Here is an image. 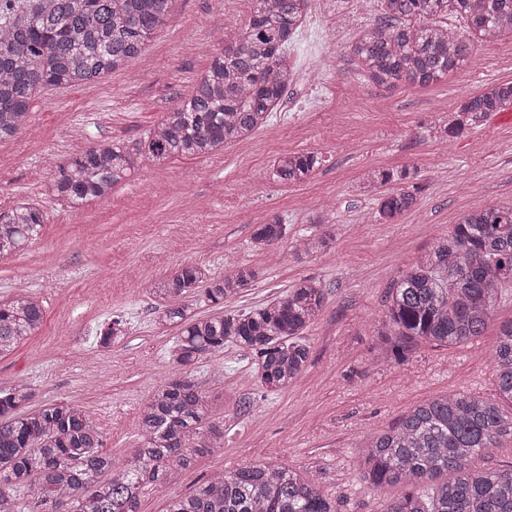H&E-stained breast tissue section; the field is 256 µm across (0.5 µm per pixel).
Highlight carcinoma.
<instances>
[{
  "label": "carcinoma",
  "mask_w": 512,
  "mask_h": 512,
  "mask_svg": "<svg viewBox=\"0 0 512 512\" xmlns=\"http://www.w3.org/2000/svg\"><path fill=\"white\" fill-rule=\"evenodd\" d=\"M174 0H0V141L30 128V105L45 90L95 82L128 66L169 16ZM238 38L212 59L187 96L158 124L133 140L96 139L60 162L43 181L45 192L79 206L106 198L128 171L169 158L204 157L262 128L292 83L288 47L304 20L307 0H252ZM382 16L349 47L360 76L387 90L427 86L454 72L476 44L512 36V0H380ZM453 14L467 22L457 31L437 23ZM512 105V81L488 84L468 95L453 124L431 133L446 140L464 124ZM313 153L275 158L282 183L308 178ZM415 173L368 169L356 190L376 199L374 216L391 224L417 203ZM47 212L29 203L0 209V256L36 241ZM288 225L275 217L258 225L252 248L280 247ZM305 255L332 250L330 233L297 243ZM255 269L234 264L216 276L185 264L157 281L155 320L178 327L170 360L178 374L161 382L140 410L139 448L121 465L102 451L94 416L68 402L29 409L26 383L0 388V512H138L139 493L178 478L195 458L224 444V427L212 417L209 396L192 379L200 357L234 343L248 351L261 384L285 390L306 367L303 333L320 315L323 288L304 280L277 300L248 312L224 309L256 280ZM512 284V206L468 211L450 234L395 283L376 335L379 360L401 361L419 341L457 346L484 335L499 291ZM221 309L194 313V296ZM43 321L39 300L22 290L0 303V357L34 335ZM127 335L115 316L96 333L108 349ZM498 398L465 393L439 396L410 408L389 429L361 446L365 477L375 487L403 485L407 492L381 512H512V466H478L488 448L512 437V319L503 321L491 349ZM30 499L20 505L22 491ZM167 512H336L316 479L272 462L216 473Z\"/></svg>",
  "instance_id": "cac0c4a2"
}]
</instances>
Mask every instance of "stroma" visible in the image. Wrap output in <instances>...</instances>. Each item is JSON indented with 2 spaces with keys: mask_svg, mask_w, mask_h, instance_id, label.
Here are the masks:
<instances>
[{
  "mask_svg": "<svg viewBox=\"0 0 512 512\" xmlns=\"http://www.w3.org/2000/svg\"><path fill=\"white\" fill-rule=\"evenodd\" d=\"M251 9L252 0H175L164 27L125 69L39 93L29 130L0 142V207L27 201L49 214L38 240L0 257V301L24 288L44 309L40 330L0 358V386L23 381L34 388L33 406L64 401L91 412L104 452L125 461L139 446V409L174 372L168 354L176 332L155 321L156 281L181 264L220 275L232 259L259 272L227 303L244 312L313 279L326 301L305 332L306 369L287 390L271 393L247 351L228 344L202 358L192 378L218 398L224 445L197 456L177 480L145 489L138 512H166L210 475L259 460L313 475L337 512H380L403 489L366 480L362 442L421 401L496 396L490 349L497 322L512 317V288L502 290L485 335L458 347L422 343L407 360L381 364L374 331L395 282L465 212L512 206V123L492 113L446 140L429 131L456 115L465 96L512 81V37L478 45L441 81L378 92L364 86L343 42L316 81L359 89L330 98L326 112L307 109V88L293 82L251 139L213 156L134 169L110 196L76 208L45 196L36 179L90 140L143 136L235 40ZM288 152L314 153L320 164L303 182L280 183L272 161ZM405 167L417 174L416 206L395 223L371 221L374 203L355 192L356 181L370 168ZM260 216L288 226L280 257L250 248ZM324 230L335 236L330 254L296 253V240ZM114 314L127 321L128 334L105 351L95 330Z\"/></svg>",
  "mask_w": 512,
  "mask_h": 512,
  "instance_id": "stroma-1",
  "label": "stroma"
}]
</instances>
